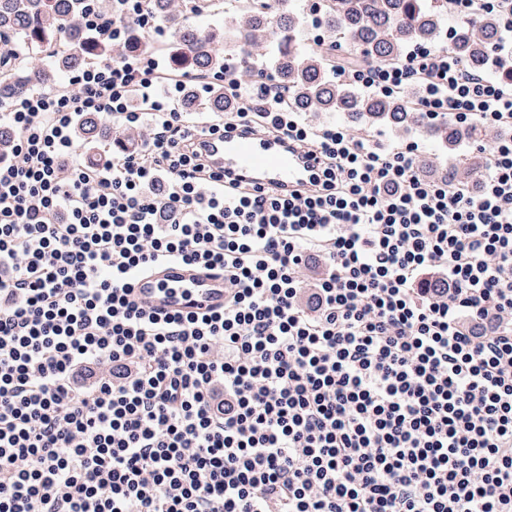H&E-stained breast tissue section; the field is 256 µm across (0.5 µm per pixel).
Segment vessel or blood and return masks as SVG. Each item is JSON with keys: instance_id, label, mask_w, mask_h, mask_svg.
Returning a JSON list of instances; mask_svg holds the SVG:
<instances>
[{"instance_id": "b4317fda", "label": "vessel or blood", "mask_w": 512, "mask_h": 512, "mask_svg": "<svg viewBox=\"0 0 512 512\" xmlns=\"http://www.w3.org/2000/svg\"><path fill=\"white\" fill-rule=\"evenodd\" d=\"M199 148L216 172L279 192L307 188L314 177L313 161L288 140L254 134L244 126L210 135ZM230 291L221 272L166 262L136 280L132 297L152 312L166 315L221 310Z\"/></svg>"}]
</instances>
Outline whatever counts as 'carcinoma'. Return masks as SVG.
Masks as SVG:
<instances>
[{
  "mask_svg": "<svg viewBox=\"0 0 512 512\" xmlns=\"http://www.w3.org/2000/svg\"><path fill=\"white\" fill-rule=\"evenodd\" d=\"M84 6L85 0H0V37L25 45L52 38L64 45L47 64L33 53L16 52L0 70V103L36 85H55L68 73L111 51L108 43L88 37L80 23ZM320 6L328 33L320 46L308 47L297 38L302 18L294 0H252L250 6L239 8L240 43L228 49L224 38L213 31L184 22L188 10L209 12L207 0H188L179 7L174 0H150L155 19L169 30L178 61L191 73L209 77L211 88L202 99L193 86H187L182 109L194 112L204 104L215 113L231 110L233 102L224 96V84L213 75L224 71L226 61L246 58L251 49L259 52L252 58L256 66L274 67L277 82L287 90L288 106L298 112L356 114L363 120L354 129L356 133L381 124L405 128L416 123L408 108L416 91L410 90L404 97L362 95L356 87L334 78L340 65L398 63L408 46L425 44L447 49L471 71H492L512 78V60L502 52L499 23L492 15L480 17L475 24L467 21L455 26L443 42L448 0H321ZM441 130L450 146L464 139L487 140L478 123L461 127L448 121ZM77 135L87 144L110 137L108 115L86 118ZM476 173L473 157L463 155L448 180L468 183Z\"/></svg>",
  "mask_w": 512,
  "mask_h": 512,
  "instance_id": "carcinoma-1",
  "label": "carcinoma"
}]
</instances>
